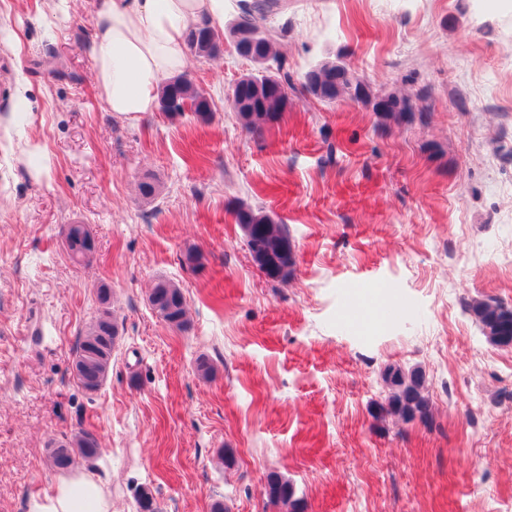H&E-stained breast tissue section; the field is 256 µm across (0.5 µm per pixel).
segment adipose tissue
Here are the masks:
<instances>
[{"instance_id":"obj_1","label":"adipose tissue","mask_w":512,"mask_h":512,"mask_svg":"<svg viewBox=\"0 0 512 512\" xmlns=\"http://www.w3.org/2000/svg\"><path fill=\"white\" fill-rule=\"evenodd\" d=\"M230 0H99L93 76L108 111H155L161 83L186 65L188 30L223 24ZM27 512H112L102 485L76 474L58 480Z\"/></svg>"}]
</instances>
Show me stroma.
<instances>
[{"instance_id": "35a3bbf8", "label": "stroma", "mask_w": 512, "mask_h": 512, "mask_svg": "<svg viewBox=\"0 0 512 512\" xmlns=\"http://www.w3.org/2000/svg\"><path fill=\"white\" fill-rule=\"evenodd\" d=\"M97 7L0 0V512L61 478L51 447L81 429L102 455L74 469L113 512H137L143 487L159 512H286L263 495L273 473L305 512H512V349L466 311L512 305V9L288 0L266 26L293 80L343 55L374 90L415 95L414 116L295 93L251 136L226 94L253 65L230 47L184 69L209 121L109 112ZM241 203L287 225L288 282L252 263ZM65 224L89 225V263ZM160 279L182 288L186 330L153 310ZM103 284L119 341L92 393L70 368ZM388 365L422 373L426 421L375 416Z\"/></svg>"}]
</instances>
